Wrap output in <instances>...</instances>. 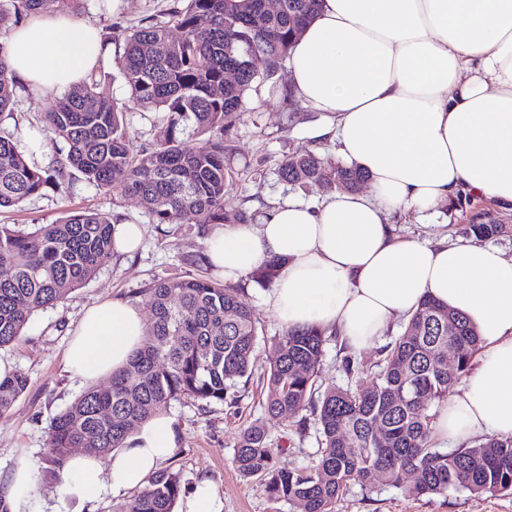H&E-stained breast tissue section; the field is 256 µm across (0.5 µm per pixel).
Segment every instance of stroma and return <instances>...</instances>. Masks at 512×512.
Segmentation results:
<instances>
[{"instance_id": "obj_1", "label": "stroma", "mask_w": 512, "mask_h": 512, "mask_svg": "<svg viewBox=\"0 0 512 512\" xmlns=\"http://www.w3.org/2000/svg\"><path fill=\"white\" fill-rule=\"evenodd\" d=\"M172 0H86L75 23L105 29L113 25L132 28L166 9ZM275 86L252 88L246 95L247 110L235 129L233 147L235 174L225 189V209H245L263 214L275 200L292 199L314 204L324 197L319 188L293 186L280 180L278 167L293 153L310 150L328 161H338L336 145L319 137L328 119L305 109L290 94L287 70H279ZM13 119L6 125L20 142L29 162L45 168L65 154L64 143L50 141L40 118L54 104L38 86L15 93ZM72 209H90L121 216L143 228V241L134 254L104 257L96 275L55 307L32 317L23 336L0 349V356L13 359L29 380L27 391L10 411L0 416V484L18 458H26L37 476L35 512H112L124 502L121 494L104 488L92 505L65 492L60 481L45 476L47 431L51 420L86 386L67 372L64 354L71 333L88 308L116 298L134 301L135 295L153 277L183 272L185 255L199 250L203 241L190 222L172 225L152 223L133 197L118 198L99 190L81 176H74L60 189H48L25 201L21 207L0 209V224H51ZM490 218L512 228V209L494 201L456 196L423 213H394L389 221L397 237L433 238L448 231L452 240L468 242L463 231L475 218ZM260 315L262 331L254 351V370L263 374L276 358V341L284 331L272 309L264 303L270 283L241 282ZM169 417L178 427V446L166 466L180 472L185 491L209 480L221 504V512H302L297 504L270 500L259 479L240 476L232 463L240 432L252 422L263 421L274 444L285 447V463L302 465L316 448V427L307 425L296 433L290 420L266 417L257 387H249L238 407L215 406L200 410L194 402L173 403ZM412 478L403 486L364 488L351 485L337 502L335 512H512V494L474 495L451 491L447 495L417 497L409 493Z\"/></svg>"}]
</instances>
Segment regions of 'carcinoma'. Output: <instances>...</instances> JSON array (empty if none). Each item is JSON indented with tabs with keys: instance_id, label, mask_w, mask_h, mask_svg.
<instances>
[{
	"instance_id": "cac0c4a2",
	"label": "carcinoma",
	"mask_w": 512,
	"mask_h": 512,
	"mask_svg": "<svg viewBox=\"0 0 512 512\" xmlns=\"http://www.w3.org/2000/svg\"><path fill=\"white\" fill-rule=\"evenodd\" d=\"M321 0H281L274 13L263 0H173L160 17L130 29L116 59L132 101L159 114L155 140L134 155L128 147L125 105L90 75L72 86L46 113L45 124L68 150L48 168L31 165L14 136L0 131V207L19 206L73 172L116 196H134L159 225L191 215L204 238L216 224H248L246 210L224 209L225 188L235 171L230 139L246 112L245 94L270 80L313 20ZM45 0H0V35L40 16ZM182 31L175 39L171 29ZM0 40V119L12 115L20 87ZM267 59L266 74L248 66L250 53ZM191 134H186L187 128ZM280 178L305 187L355 192L366 176L344 163L330 165L312 151L288 156ZM117 217L73 211L31 230L0 224V348L16 342L31 317L90 280L100 260L115 250ZM503 224L466 225V233L491 239ZM187 270L161 276L139 291L151 309L141 350L104 386L90 385L50 423L49 474L62 478L74 448L105 457L123 448L143 423L174 402L189 399L203 409L234 407L252 376V354L262 332L259 313L245 290L212 277L207 250L183 258ZM275 259L253 273L257 283L277 278ZM324 331H285L279 354L262 385L271 417L296 419L308 408L317 425L318 448L307 464L280 463L284 449L271 443L264 426L245 428L233 464L245 479L263 481L271 500L297 502L303 512H335L352 484L400 486L415 476L418 497L465 490L512 493V435L488 436L470 447L444 452L431 437L428 405L448 399L449 389L468 371L482 348L476 328L458 311L426 299L402 332L380 351L377 372L366 386L354 360H342L355 378L347 386L320 389ZM457 368L448 374V352ZM14 373L0 380V415L27 390ZM182 477L171 469L152 473L147 484L114 512H175Z\"/></svg>"
}]
</instances>
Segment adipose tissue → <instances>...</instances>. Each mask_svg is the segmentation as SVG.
<instances>
[{"mask_svg":"<svg viewBox=\"0 0 512 512\" xmlns=\"http://www.w3.org/2000/svg\"><path fill=\"white\" fill-rule=\"evenodd\" d=\"M99 52L94 27L43 15L13 34L7 62L22 79L63 90ZM288 68L297 100L331 117L339 155L371 190L315 206L284 201L259 223L215 229L208 249L217 274L235 282L281 259L266 303L284 329L334 332L356 352L423 299L447 304L477 328L483 351L432 406V437L444 447L512 434V257L444 238L400 240L388 222L460 191L512 206V0H322ZM144 339L138 307L106 302L78 320L65 362L83 380L100 379ZM176 446L163 415L108 461L73 455L64 480L87 501L99 497L104 472L113 491L140 488Z\"/></svg>","mask_w":512,"mask_h":512,"instance_id":"1","label":"adipose tissue"}]
</instances>
